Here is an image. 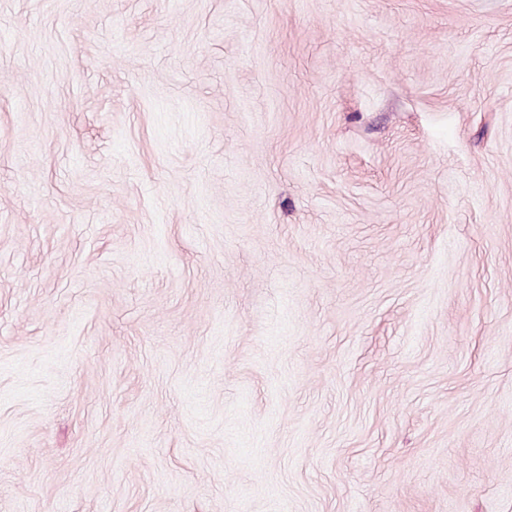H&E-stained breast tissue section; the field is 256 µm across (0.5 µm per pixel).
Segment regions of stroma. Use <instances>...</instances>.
Segmentation results:
<instances>
[{"label": "stroma", "instance_id": "obj_1", "mask_svg": "<svg viewBox=\"0 0 512 512\" xmlns=\"http://www.w3.org/2000/svg\"><path fill=\"white\" fill-rule=\"evenodd\" d=\"M0 512H512V0H0Z\"/></svg>", "mask_w": 512, "mask_h": 512}]
</instances>
